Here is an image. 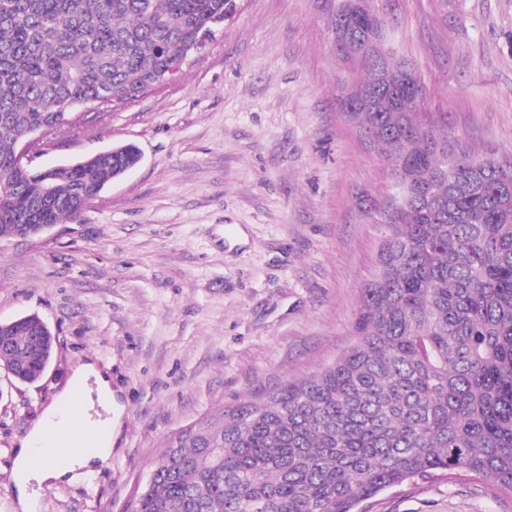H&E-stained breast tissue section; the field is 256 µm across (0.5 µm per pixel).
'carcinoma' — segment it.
Listing matches in <instances>:
<instances>
[{
  "label": "carcinoma",
  "instance_id": "cac0c4a2",
  "mask_svg": "<svg viewBox=\"0 0 512 512\" xmlns=\"http://www.w3.org/2000/svg\"><path fill=\"white\" fill-rule=\"evenodd\" d=\"M367 104L344 103L392 167L400 208L361 288L354 343L192 426L153 464L132 512H355L432 471L512 495V153L479 155L420 119L419 92L385 82L411 63L345 19ZM235 0H0V237L73 220L140 161L133 144L48 174L15 165L26 129L66 104H123L168 76ZM54 337L36 317L0 327L22 382Z\"/></svg>",
  "mask_w": 512,
  "mask_h": 512
}]
</instances>
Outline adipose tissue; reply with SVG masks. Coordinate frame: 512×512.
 <instances>
[{
	"label": "adipose tissue",
	"mask_w": 512,
	"mask_h": 512,
	"mask_svg": "<svg viewBox=\"0 0 512 512\" xmlns=\"http://www.w3.org/2000/svg\"><path fill=\"white\" fill-rule=\"evenodd\" d=\"M73 382L79 383L80 393L65 389L61 397L77 399L83 416V425L88 431L112 428V388L103 376L98 375L93 365H84L76 370ZM53 440L57 447L66 448L71 444V431L62 424L56 407H49L42 419L23 439L13 465L12 480L18 492L22 512H36L38 487L62 480L67 475L105 462L112 453L111 437L101 439L91 451L70 456L66 466L54 464L39 454L45 440Z\"/></svg>",
	"instance_id": "1"
}]
</instances>
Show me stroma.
<instances>
[{"instance_id": "obj_1", "label": "stroma", "mask_w": 512, "mask_h": 512, "mask_svg": "<svg viewBox=\"0 0 512 512\" xmlns=\"http://www.w3.org/2000/svg\"><path fill=\"white\" fill-rule=\"evenodd\" d=\"M372 6L424 118L476 152H512V0ZM333 9L239 0L168 84L45 139L40 167L127 143L142 159L77 221L0 238V322L35 314L55 337L37 382L0 368V512H18L15 448L85 362L112 382V455L41 490L38 512H123L175 431L353 343L393 179L341 106L360 70L336 56ZM358 510L512 512V496L437 472Z\"/></svg>"}]
</instances>
